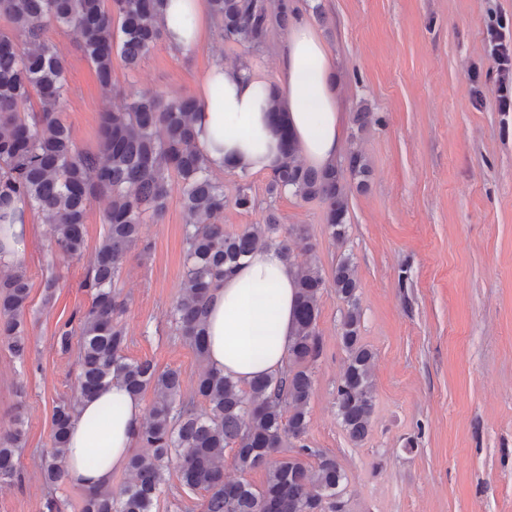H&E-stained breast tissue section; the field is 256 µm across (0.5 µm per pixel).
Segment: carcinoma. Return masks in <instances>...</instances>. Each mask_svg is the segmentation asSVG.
I'll return each mask as SVG.
<instances>
[{
  "mask_svg": "<svg viewBox=\"0 0 512 512\" xmlns=\"http://www.w3.org/2000/svg\"><path fill=\"white\" fill-rule=\"evenodd\" d=\"M163 0H0V16L10 28L0 30V225L19 199L29 209L52 218L55 251L79 258L86 247L85 219L92 200L104 198L106 232L94 265L83 282L89 306L61 325L56 345L66 353L77 341L75 394L56 403L51 447L39 457L47 486L66 482L64 454L69 421L79 402L116 380L134 396L154 394L149 420L137 442L150 453L132 454L130 481L84 490L81 512H157L165 468L175 465L182 485L202 489V512H347L346 475L336 460L304 443L307 407L313 389L312 364L320 354V298L327 287L315 262L295 264L294 251H313L304 228L280 236L273 207L265 222L247 224L236 233L215 219L224 211V185L215 179L198 149L193 127L196 99L167 100L157 92L130 94L124 109L100 116L95 153L80 150L63 122L67 78L56 46L42 37L44 19L79 31L81 50L94 67L101 89L114 90L113 57L133 68L163 36L159 22ZM221 36L255 51L267 42L271 27L290 24L288 0H204ZM37 99V107L31 99ZM282 158L269 175L267 196L290 193L325 205L326 230L345 238L348 186L333 165H305L294 141L283 135ZM347 167L354 177L370 172L366 157L353 151ZM186 215V271L171 309L172 321L195 355L208 358L203 310L210 290L231 268L259 247H275L296 265L295 330L288 345L287 369L260 374L242 386L212 368L199 376L194 396L184 397L180 373L160 371L149 360H131L124 351L121 324L126 300L118 289L130 248L141 238L145 216H164L173 188ZM333 288L346 304L341 340L348 353L336 389L337 415L353 441L369 432L373 410L374 354L361 343L358 281L350 259L334 269ZM30 285L22 264L0 267V336L20 360L28 352ZM12 424L0 429V483L20 480L19 455L25 447L24 390ZM206 404L196 409L195 400ZM231 449L239 471L266 470L255 486L245 478H224V451Z\"/></svg>",
  "mask_w": 512,
  "mask_h": 512,
  "instance_id": "1",
  "label": "carcinoma"
}]
</instances>
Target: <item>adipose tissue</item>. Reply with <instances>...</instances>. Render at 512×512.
<instances>
[{"label": "adipose tissue", "mask_w": 512, "mask_h": 512, "mask_svg": "<svg viewBox=\"0 0 512 512\" xmlns=\"http://www.w3.org/2000/svg\"><path fill=\"white\" fill-rule=\"evenodd\" d=\"M164 38L188 51L209 36L212 22L204 0H166L160 15ZM280 80L271 85L232 66L214 65L198 87L196 143L211 170L234 166L243 173H268L279 162L280 136L268 112L279 104L283 121L304 161L316 168L335 164L342 149V115L335 68L317 31L295 23L280 56ZM13 223L0 226V262L21 258L32 233L29 210L13 206ZM297 270L275 249L260 247L214 288L205 317L210 367L240 384L281 370L294 332ZM143 424L139 398L121 383L82 401L71 421L64 465L70 483L84 488L111 484L123 469ZM101 449L94 467L89 449Z\"/></svg>", "instance_id": "ef3b65f1"}]
</instances>
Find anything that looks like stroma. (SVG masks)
<instances>
[{
  "instance_id": "35a3bbf8",
  "label": "stroma",
  "mask_w": 512,
  "mask_h": 512,
  "mask_svg": "<svg viewBox=\"0 0 512 512\" xmlns=\"http://www.w3.org/2000/svg\"><path fill=\"white\" fill-rule=\"evenodd\" d=\"M313 24L336 67L346 152L371 166L368 187L349 196L344 243L325 229L324 205L290 194L274 203L283 227L304 226L313 252L331 273L350 257L359 284L360 336L374 353L370 432L352 441L336 409L347 353L341 343L344 303L333 288L320 300L321 351L313 365L306 444L335 456L344 470L348 512H512V112L475 105L474 88L490 91L489 27L512 32V0H291ZM325 20L317 22L314 7ZM45 35L67 68L70 92L62 119L79 148H98L101 113L120 109L133 90L176 98L195 95L215 64L277 82L287 30L272 28L263 51L211 34L183 53L158 41L137 67L114 62L115 91L105 95L75 31L46 20ZM368 111L365 126L354 121ZM344 156L338 164H345ZM225 232L262 223L268 176L222 172ZM256 201H233L241 183ZM102 202H91L86 249L71 259L51 249V221L30 216L33 234L22 263L31 285L29 353L14 358L0 340V428L26 404L23 478L0 484V512H41L47 493L39 454L51 445L56 402L71 396L76 358L55 343L59 325L90 299L82 281L95 258ZM185 214L172 195L158 222L144 224L127 254L121 287L125 354L181 373L192 394L204 369L170 320L184 273ZM59 278L51 303L44 281ZM205 492L182 485L169 469L157 512H201Z\"/></svg>"
}]
</instances>
